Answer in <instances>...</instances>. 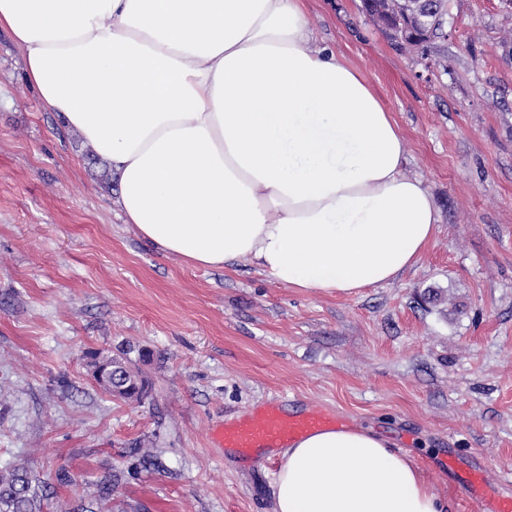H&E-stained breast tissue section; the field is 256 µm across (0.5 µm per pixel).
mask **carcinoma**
Masks as SVG:
<instances>
[{
	"label": "carcinoma",
	"mask_w": 512,
	"mask_h": 512,
	"mask_svg": "<svg viewBox=\"0 0 512 512\" xmlns=\"http://www.w3.org/2000/svg\"><path fill=\"white\" fill-rule=\"evenodd\" d=\"M415 5L438 18L437 24L423 30L409 24L406 15L408 4L403 0H363L369 20L402 49H419L426 43L447 36L445 18L448 15V0H417ZM108 361L122 372L117 378V385L122 386L126 380H133L137 383L133 395L143 398L146 394L145 384L129 370V365L112 357ZM119 480L120 474L110 469L99 473L95 486L101 507H106L112 501V492ZM51 489L52 486L33 480L23 466L0 468V512H44Z\"/></svg>",
	"instance_id": "carcinoma-1"
}]
</instances>
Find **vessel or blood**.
<instances>
[{"label": "vessel or blood", "instance_id": "1", "mask_svg": "<svg viewBox=\"0 0 512 512\" xmlns=\"http://www.w3.org/2000/svg\"><path fill=\"white\" fill-rule=\"evenodd\" d=\"M339 416L323 409L286 410L278 399L264 401L236 420L219 425L212 433L216 447L240 458L256 452L272 453L289 447L303 436L338 425ZM456 458H449V470L459 471V483L468 497L476 502L483 499L484 480L474 467L459 470Z\"/></svg>", "mask_w": 512, "mask_h": 512}]
</instances>
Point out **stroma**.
<instances>
[{"label":"stroma","mask_w":512,"mask_h":512,"mask_svg":"<svg viewBox=\"0 0 512 512\" xmlns=\"http://www.w3.org/2000/svg\"><path fill=\"white\" fill-rule=\"evenodd\" d=\"M316 39L372 85L405 142L403 171L439 222L398 280L354 294L286 288L253 263L193 268L112 206L117 180L41 100L0 30V468L40 480L46 512H272L274 468L214 447L215 424L270 398L340 415L412 451L449 512H475L449 455L512 493V9L449 0L448 37L397 48L361 0H308ZM152 385L114 397L85 353ZM157 455L130 471L129 449ZM120 474L112 469H105L100 472L95 482L97 501L101 509L105 508L112 501V492L120 480Z\"/></svg>","instance_id":"35a3bbf8"}]
</instances>
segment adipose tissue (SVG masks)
<instances>
[{
    "mask_svg": "<svg viewBox=\"0 0 512 512\" xmlns=\"http://www.w3.org/2000/svg\"><path fill=\"white\" fill-rule=\"evenodd\" d=\"M42 101L118 179L124 223L196 268L354 293L414 266L438 222L391 112L306 0H0ZM365 427L281 453L273 512H446Z\"/></svg>",
    "mask_w": 512,
    "mask_h": 512,
    "instance_id": "1",
    "label": "adipose tissue"
}]
</instances>
